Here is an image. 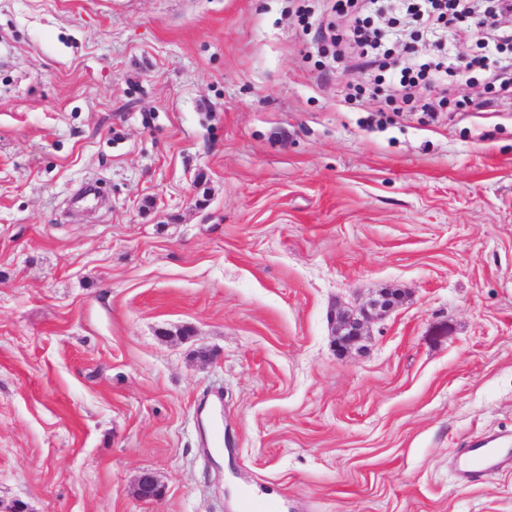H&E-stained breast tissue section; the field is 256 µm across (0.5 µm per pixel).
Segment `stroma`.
<instances>
[{"label":"stroma","mask_w":512,"mask_h":512,"mask_svg":"<svg viewBox=\"0 0 512 512\" xmlns=\"http://www.w3.org/2000/svg\"><path fill=\"white\" fill-rule=\"evenodd\" d=\"M330 21L0 0V512H512V465L459 459L512 449V97L475 68L395 111ZM394 297L391 294L383 293L381 298L372 303L374 313L360 309L358 312L348 309L336 310V336H345L342 346L355 343L364 335L367 324L375 319L384 316L394 308Z\"/></svg>","instance_id":"obj_1"}]
</instances>
